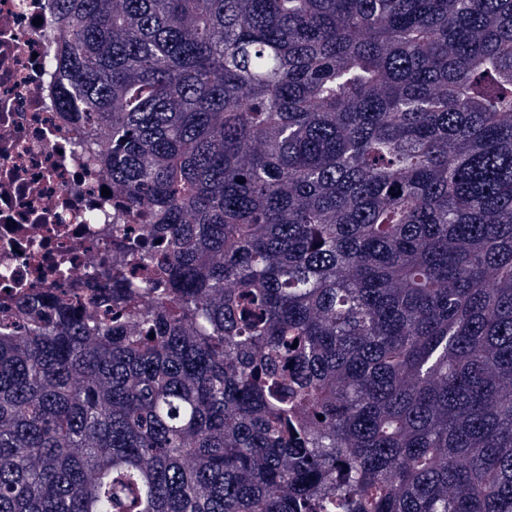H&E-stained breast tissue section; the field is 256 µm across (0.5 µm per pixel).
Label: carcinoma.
Masks as SVG:
<instances>
[{
	"label": "carcinoma",
	"instance_id": "carcinoma-1",
	"mask_svg": "<svg viewBox=\"0 0 512 512\" xmlns=\"http://www.w3.org/2000/svg\"><path fill=\"white\" fill-rule=\"evenodd\" d=\"M54 3L144 239L0 315V512H512V0Z\"/></svg>",
	"mask_w": 512,
	"mask_h": 512
}]
</instances>
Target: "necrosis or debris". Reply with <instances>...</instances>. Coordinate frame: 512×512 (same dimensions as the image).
Listing matches in <instances>:
<instances>
[{"label": "necrosis or debris", "instance_id": "obj_1", "mask_svg": "<svg viewBox=\"0 0 512 512\" xmlns=\"http://www.w3.org/2000/svg\"><path fill=\"white\" fill-rule=\"evenodd\" d=\"M61 27L52 0H0V308L112 270V181L80 145L76 113L57 105L46 61ZM95 209L100 223L85 219Z\"/></svg>", "mask_w": 512, "mask_h": 512}]
</instances>
